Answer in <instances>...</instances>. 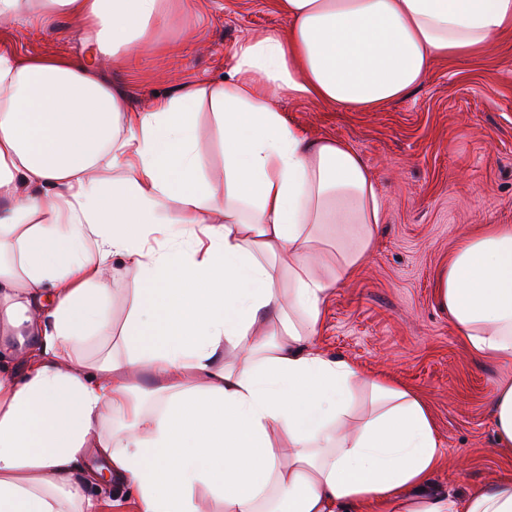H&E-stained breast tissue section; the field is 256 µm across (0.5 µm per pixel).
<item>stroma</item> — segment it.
Returning a JSON list of instances; mask_svg holds the SVG:
<instances>
[{
  "mask_svg": "<svg viewBox=\"0 0 512 512\" xmlns=\"http://www.w3.org/2000/svg\"><path fill=\"white\" fill-rule=\"evenodd\" d=\"M287 25L276 0H197L158 34V49L121 70L104 58L97 64L138 108L178 85L222 80L245 33ZM0 49L84 53L64 19L47 36L29 25L0 27ZM280 107L308 135L348 142L374 174L382 204L374 251L329 296L317 345L425 401L442 448L433 488L462 495L511 474L512 450L496 443L489 402L512 368L470 353L437 305L435 277L463 232L512 224V33L470 57L436 60L407 97L371 111L288 98ZM198 124L201 174L222 185L223 148L209 113ZM139 286L134 272L115 268L112 333L88 339L87 359L125 353L122 329Z\"/></svg>",
  "mask_w": 512,
  "mask_h": 512,
  "instance_id": "1",
  "label": "stroma"
}]
</instances>
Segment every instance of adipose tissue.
Returning <instances> with one entry per match:
<instances>
[{
	"mask_svg": "<svg viewBox=\"0 0 512 512\" xmlns=\"http://www.w3.org/2000/svg\"><path fill=\"white\" fill-rule=\"evenodd\" d=\"M192 0H0V24L67 18L116 65ZM284 32L236 45L226 79L146 109L94 63L0 51V512H99V459L136 512H512V477L431 487L440 443L411 389L318 348L323 304L373 251L375 178L280 98L373 110L443 57L512 30V0H278ZM224 149L201 176L197 115ZM137 272L127 356L105 335L114 262ZM288 276L279 289V272ZM437 301L478 357L512 366V225L463 235ZM150 377L161 410L145 406ZM512 447V379L491 399Z\"/></svg>",
	"mask_w": 512,
	"mask_h": 512,
	"instance_id": "obj_1",
	"label": "adipose tissue"
}]
</instances>
